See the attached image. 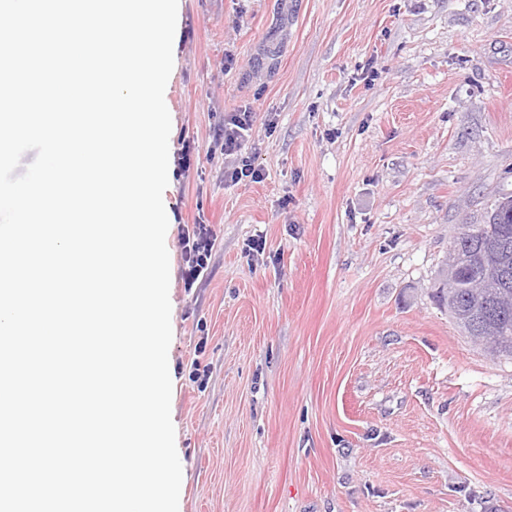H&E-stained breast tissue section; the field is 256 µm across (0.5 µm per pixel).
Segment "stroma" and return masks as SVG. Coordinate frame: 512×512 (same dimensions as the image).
<instances>
[{"instance_id": "35a3bbf8", "label": "stroma", "mask_w": 512, "mask_h": 512, "mask_svg": "<svg viewBox=\"0 0 512 512\" xmlns=\"http://www.w3.org/2000/svg\"><path fill=\"white\" fill-rule=\"evenodd\" d=\"M173 56L178 512H512V360L431 297L512 194V0H180ZM245 106L262 177L235 183ZM253 115L250 107L224 115V155L238 160V166L231 172V180L235 182L261 177L260 171L253 166L251 157L246 156L247 144L253 130ZM182 231L181 248L183 266L181 280L184 288H192L199 280H203L209 269L208 259L211 257L215 241V233L211 224L186 225Z\"/></svg>"}]
</instances>
